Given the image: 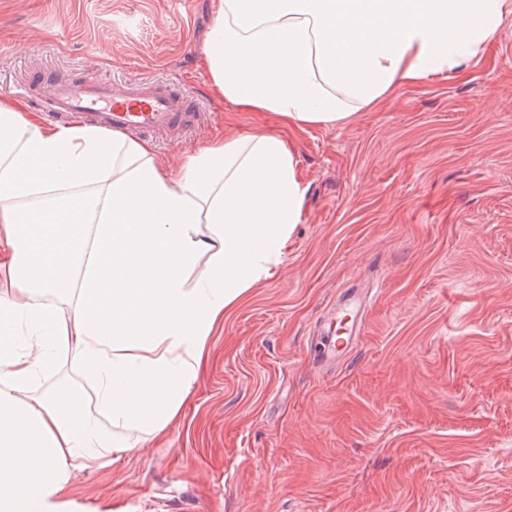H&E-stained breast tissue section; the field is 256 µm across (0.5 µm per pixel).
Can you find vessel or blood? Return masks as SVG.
Wrapping results in <instances>:
<instances>
[{"label": "vessel or blood", "mask_w": 512, "mask_h": 512, "mask_svg": "<svg viewBox=\"0 0 512 512\" xmlns=\"http://www.w3.org/2000/svg\"><path fill=\"white\" fill-rule=\"evenodd\" d=\"M28 91L44 95L51 115L81 114L104 131L173 134L204 119L197 98L174 81L137 80L116 84L87 77L63 78L51 69L29 75ZM334 348L344 353L360 337L362 304L346 299L335 314Z\"/></svg>", "instance_id": "1"}]
</instances>
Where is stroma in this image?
I'll list each match as a JSON object with an SVG mask.
<instances>
[{"instance_id":"stroma-1","label":"stroma","mask_w":512,"mask_h":512,"mask_svg":"<svg viewBox=\"0 0 512 512\" xmlns=\"http://www.w3.org/2000/svg\"><path fill=\"white\" fill-rule=\"evenodd\" d=\"M213 0H0V95L47 116L34 69L178 78L203 122L159 160L272 131L308 187L270 278L224 316L178 419L75 512H512V15L465 76L399 85L333 127L218 101ZM361 290L345 357L330 311Z\"/></svg>"}]
</instances>
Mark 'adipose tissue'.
Instances as JSON below:
<instances>
[{
    "mask_svg": "<svg viewBox=\"0 0 512 512\" xmlns=\"http://www.w3.org/2000/svg\"><path fill=\"white\" fill-rule=\"evenodd\" d=\"M511 15L512 0H217L201 56L219 100L330 127L397 85L464 74ZM306 197L275 134L213 137L172 169L147 141L0 96V512H69L74 471L179 416ZM63 351L87 389L37 390Z\"/></svg>",
    "mask_w": 512,
    "mask_h": 512,
    "instance_id": "obj_1",
    "label": "adipose tissue"
}]
</instances>
